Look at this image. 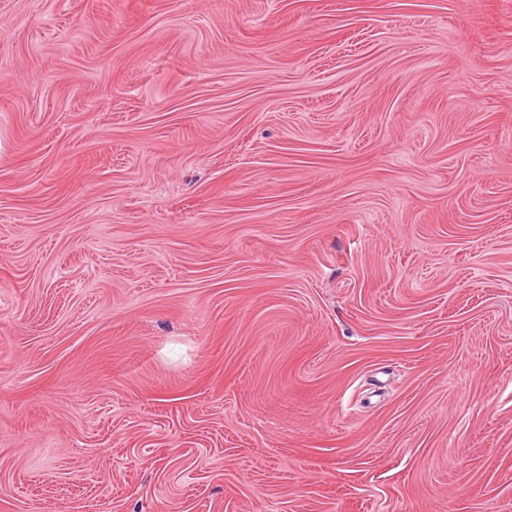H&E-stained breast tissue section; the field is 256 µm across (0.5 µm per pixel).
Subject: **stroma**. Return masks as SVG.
I'll return each instance as SVG.
<instances>
[{
  "instance_id": "stroma-1",
  "label": "stroma",
  "mask_w": 512,
  "mask_h": 512,
  "mask_svg": "<svg viewBox=\"0 0 512 512\" xmlns=\"http://www.w3.org/2000/svg\"><path fill=\"white\" fill-rule=\"evenodd\" d=\"M0 512H512V0H0Z\"/></svg>"
}]
</instances>
